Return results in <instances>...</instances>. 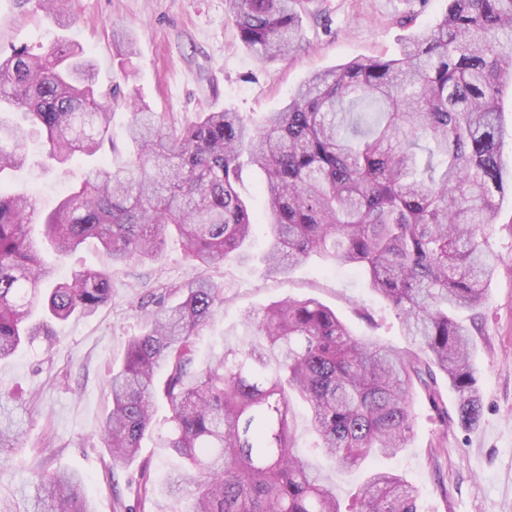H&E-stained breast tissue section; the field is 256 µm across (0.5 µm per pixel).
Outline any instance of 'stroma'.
<instances>
[{
    "label": "stroma",
    "instance_id": "obj_1",
    "mask_svg": "<svg viewBox=\"0 0 512 512\" xmlns=\"http://www.w3.org/2000/svg\"><path fill=\"white\" fill-rule=\"evenodd\" d=\"M448 0H299V51L282 60H259L228 23L229 0H72V14L56 17L34 0H0V49H40L66 40L79 44L94 68L100 89L117 99L134 97L167 123L182 126L199 113L232 110L259 116L279 110L283 101L314 72L354 58L395 54L405 38L429 28ZM129 110L116 107L112 141L102 157L113 170H125L133 155L126 138ZM41 143L29 144L30 165L0 187L26 191L51 211L79 183L82 160L67 171L40 164ZM499 255L485 307L462 312L473 335L474 362L482 396L479 422L460 426L457 394L439 380L449 409L447 425L415 391L414 432L404 452L378 458L374 467L402 473L421 490L419 512H512V194H506L490 227ZM270 237L255 230L248 260L229 257L217 268L194 265L177 239L166 240L157 260L113 270L112 260L93 241L70 256L44 250L61 276L78 267L112 269V299L95 315L56 323L54 345L25 344L0 361V384L11 389L23 419L24 439L0 462V489L19 491L38 467L75 471L95 512H154L138 498L139 464L149 461L163 481L173 461L167 449L145 440L136 463L106 476L107 450L98 427L111 407L108 380L123 359L127 342L140 335L148 313L172 287L210 279L224 289V302L197 330L198 366H206L225 342L244 335L242 320L287 298L315 297L332 308L353 335L405 348L399 319L359 272L330 270L311 259L275 277L264 273ZM301 452L334 486L342 504L361 477L335 471L315 455L305 421L297 423Z\"/></svg>",
    "mask_w": 512,
    "mask_h": 512
}]
</instances>
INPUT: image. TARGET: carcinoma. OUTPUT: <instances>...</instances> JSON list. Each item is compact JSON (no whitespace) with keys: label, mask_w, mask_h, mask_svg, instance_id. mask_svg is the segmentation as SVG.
I'll return each instance as SVG.
<instances>
[{"label":"carcinoma","mask_w":512,"mask_h":512,"mask_svg":"<svg viewBox=\"0 0 512 512\" xmlns=\"http://www.w3.org/2000/svg\"><path fill=\"white\" fill-rule=\"evenodd\" d=\"M244 46L265 60L301 46L297 0H230ZM512 78V0H448L427 30L394 57H359L318 72L283 107L256 120L203 112L177 127L129 98L134 158L105 160L42 214L25 192L0 190V360L75 314L112 298V271L84 268L56 282L30 240L59 254L95 239L112 267L154 260L167 237L197 266L247 256L257 223L240 190L259 170L271 243L263 262L278 275L312 257L363 274L400 320L403 350L353 336L319 300L288 298L244 317L250 342L224 343L197 368L196 331L224 302L212 281L177 286L112 372V409L100 434L106 471L137 457L155 403L170 409L160 445L180 464L161 486L140 470L141 500H187L183 512H343L336 491L299 455L294 407L313 448L339 470L366 471L357 512H417L419 491L370 467L406 448L419 386L448 424L437 375L458 394L457 417L477 424L482 402L473 340L455 319L483 306L495 272L488 228L504 198V79ZM112 93L74 44L43 53L0 51V176L24 167L27 143L44 139L48 166L93 158L111 138ZM0 385V456L24 430ZM82 478L42 469L29 491L0 494V512H94Z\"/></svg>","instance_id":"cac0c4a2"}]
</instances>
